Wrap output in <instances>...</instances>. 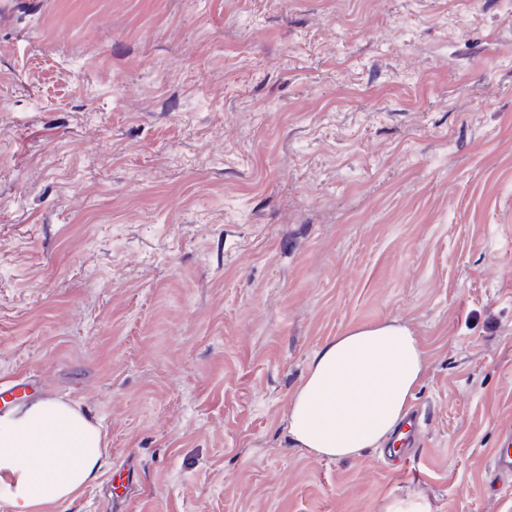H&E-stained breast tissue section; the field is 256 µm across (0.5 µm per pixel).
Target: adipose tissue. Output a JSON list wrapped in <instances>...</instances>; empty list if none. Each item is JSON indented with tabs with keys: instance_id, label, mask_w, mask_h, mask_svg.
Instances as JSON below:
<instances>
[{
	"instance_id": "adipose-tissue-1",
	"label": "adipose tissue",
	"mask_w": 512,
	"mask_h": 512,
	"mask_svg": "<svg viewBox=\"0 0 512 512\" xmlns=\"http://www.w3.org/2000/svg\"><path fill=\"white\" fill-rule=\"evenodd\" d=\"M427 370L413 331L392 322L348 330L312 357L286 433L324 459L390 444ZM104 430L77 407L39 398L0 417V487L12 512H61L104 464Z\"/></svg>"
}]
</instances>
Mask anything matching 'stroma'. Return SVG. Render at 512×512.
I'll use <instances>...</instances> for the list:
<instances>
[{
  "label": "stroma",
  "mask_w": 512,
  "mask_h": 512,
  "mask_svg": "<svg viewBox=\"0 0 512 512\" xmlns=\"http://www.w3.org/2000/svg\"><path fill=\"white\" fill-rule=\"evenodd\" d=\"M388 322L416 458L293 446L316 350ZM16 375L105 428L65 512H512V0H0ZM490 470L497 482L510 487L512 483V448H497L490 459Z\"/></svg>",
  "instance_id": "stroma-1"
}]
</instances>
